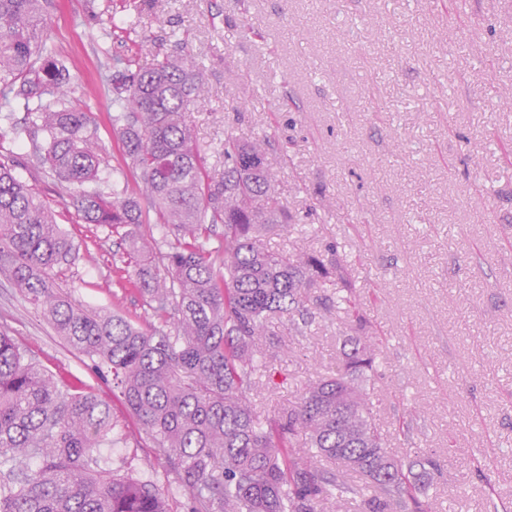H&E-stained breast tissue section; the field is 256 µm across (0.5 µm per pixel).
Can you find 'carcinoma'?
<instances>
[{
  "label": "carcinoma",
  "instance_id": "carcinoma-1",
  "mask_svg": "<svg viewBox=\"0 0 512 512\" xmlns=\"http://www.w3.org/2000/svg\"><path fill=\"white\" fill-rule=\"evenodd\" d=\"M47 0H0V122L26 112L33 157L67 196L76 221L131 241L118 280L137 292L148 318L92 311L54 278L89 244L74 243L40 195L0 153V270L42 309L57 334L114 387L139 429L189 492L191 512H319L323 502L359 497L361 512H435L421 500L430 480L389 455L363 383L378 353L357 314L346 269L316 253L273 254L261 233L288 228L266 163L271 140L224 138V171L204 166L186 114L204 91L190 55L173 52L145 67L125 61L112 77L113 123L124 166L141 185L120 197L84 190L100 181L103 148L90 113L69 105L70 68L48 35ZM169 227L168 250L144 258L133 228ZM224 226L220 245L209 235ZM336 276L342 287L327 295ZM344 310L352 317L343 368L309 383L298 405L262 419L254 375L277 357L271 319L306 326ZM118 421L95 390L58 380L0 333V512H169L149 478L112 472L101 449L118 445ZM302 433L305 442L296 444ZM325 458L336 471L319 466ZM358 474L368 485L357 486Z\"/></svg>",
  "mask_w": 512,
  "mask_h": 512
}]
</instances>
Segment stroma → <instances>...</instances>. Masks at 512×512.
<instances>
[{
	"instance_id": "1",
	"label": "stroma",
	"mask_w": 512,
	"mask_h": 512,
	"mask_svg": "<svg viewBox=\"0 0 512 512\" xmlns=\"http://www.w3.org/2000/svg\"><path fill=\"white\" fill-rule=\"evenodd\" d=\"M47 12L74 61L70 103L91 113L107 149L99 190L134 181L111 171L101 61L149 66L183 42L205 75L188 121L206 167L223 172L226 136L272 140L288 227L264 247H334L347 266L381 351L369 389L390 452L440 461L429 489L439 512H512V0H49ZM24 117L19 108L0 124V149L75 241L99 240L57 283L86 308L139 321V295H112L126 241L76 223L53 176L31 163ZM346 321L340 311L298 329L273 318L285 351L253 392L261 417L335 373ZM1 331L58 378L97 390L125 433L103 451L112 468L152 477L171 512H189L119 392L2 274Z\"/></svg>"
}]
</instances>
